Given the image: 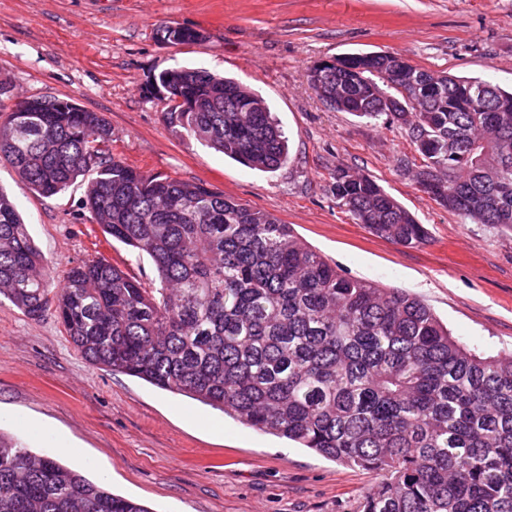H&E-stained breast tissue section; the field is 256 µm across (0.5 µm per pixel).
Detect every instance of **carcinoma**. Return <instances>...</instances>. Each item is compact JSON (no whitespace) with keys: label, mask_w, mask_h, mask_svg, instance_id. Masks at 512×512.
Here are the masks:
<instances>
[{"label":"carcinoma","mask_w":512,"mask_h":512,"mask_svg":"<svg viewBox=\"0 0 512 512\" xmlns=\"http://www.w3.org/2000/svg\"><path fill=\"white\" fill-rule=\"evenodd\" d=\"M165 39L198 41L171 26ZM315 70L311 85L336 110L410 130L416 180L434 200L512 230V92L439 75L407 95L424 69L385 52L337 58L321 80ZM156 89L170 92L175 135L254 170L288 164V139L250 87L171 69L145 93ZM20 104L0 113V161L40 197L86 183L92 222L149 258L156 282L93 259L50 293V268L0 187L1 297L33 321L53 310L93 366L380 475L357 512H512V354L466 346L417 297L344 275L269 213L111 157L99 113L56 97ZM333 189L371 233L406 247L427 238L370 176L338 168ZM0 512L150 510L0 432Z\"/></svg>","instance_id":"carcinoma-1"}]
</instances>
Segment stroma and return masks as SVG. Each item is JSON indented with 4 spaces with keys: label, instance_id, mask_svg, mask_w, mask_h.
<instances>
[{
    "label": "stroma",
    "instance_id": "obj_1",
    "mask_svg": "<svg viewBox=\"0 0 512 512\" xmlns=\"http://www.w3.org/2000/svg\"><path fill=\"white\" fill-rule=\"evenodd\" d=\"M202 32L170 45L162 29ZM391 52L437 75L512 88V0H0V80L25 96L69 98L112 125V156L145 173L201 182L292 225L347 276L407 291L460 342L512 351V231L466 222L406 167L408 128L333 109L309 68ZM181 67L235 78L269 103L287 166L260 172L164 124L144 88ZM370 175L425 224L404 247L357 224L336 199L337 168ZM53 272L103 257L148 281L151 262L105 239L82 186L43 198L0 164ZM0 432L151 512H355L372 473L262 433L191 397L90 365L54 315L0 300Z\"/></svg>",
    "mask_w": 512,
    "mask_h": 512
}]
</instances>
